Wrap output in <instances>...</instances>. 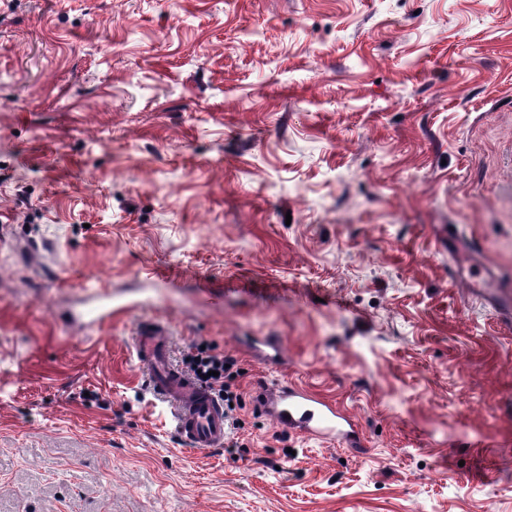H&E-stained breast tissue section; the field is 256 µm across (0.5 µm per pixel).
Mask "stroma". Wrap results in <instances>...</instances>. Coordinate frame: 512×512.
I'll return each mask as SVG.
<instances>
[{
  "mask_svg": "<svg viewBox=\"0 0 512 512\" xmlns=\"http://www.w3.org/2000/svg\"><path fill=\"white\" fill-rule=\"evenodd\" d=\"M461 244L512 292V0H0V512H512ZM99 290L132 309L83 326ZM148 318L237 358L235 447L181 449ZM258 404L273 422L289 432L337 441L346 448H364L365 438L358 425L332 401L294 385L260 387Z\"/></svg>",
  "mask_w": 512,
  "mask_h": 512,
  "instance_id": "obj_1",
  "label": "stroma"
}]
</instances>
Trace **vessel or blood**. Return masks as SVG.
Masks as SVG:
<instances>
[{
  "label": "vessel or blood",
  "mask_w": 512,
  "mask_h": 512,
  "mask_svg": "<svg viewBox=\"0 0 512 512\" xmlns=\"http://www.w3.org/2000/svg\"><path fill=\"white\" fill-rule=\"evenodd\" d=\"M112 316V299L96 293L79 314L81 321L99 324ZM170 332L157 320L142 321L136 330L133 353L141 367L148 390L166 403L172 430L189 448H220L229 432L224 402L189 373L173 365L169 350ZM258 404L273 422L288 431L332 440L344 447H364L358 425L334 402L294 385L260 387Z\"/></svg>",
  "instance_id": "1"
}]
</instances>
